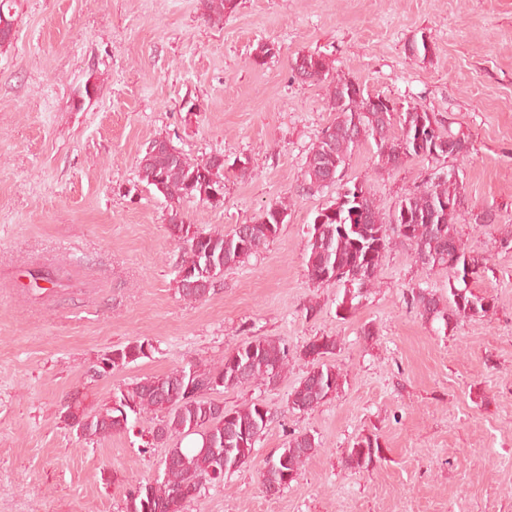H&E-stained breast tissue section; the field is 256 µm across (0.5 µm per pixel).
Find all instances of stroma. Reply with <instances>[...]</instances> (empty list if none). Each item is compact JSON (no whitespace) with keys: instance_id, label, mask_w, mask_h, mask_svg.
<instances>
[{"instance_id":"stroma-1","label":"stroma","mask_w":512,"mask_h":512,"mask_svg":"<svg viewBox=\"0 0 512 512\" xmlns=\"http://www.w3.org/2000/svg\"><path fill=\"white\" fill-rule=\"evenodd\" d=\"M16 16L0 49V512H123L127 481L163 474L167 447L140 451L155 416L89 442L61 422L63 398L85 388L101 405L117 388L220 362L257 338L288 340L285 377L215 398L228 409L259 401L275 417L249 461L185 512H512V251L499 247L512 231V0H238L220 23L201 0H17ZM420 39L429 53L410 55ZM261 43L277 54L256 66ZM301 52L470 135L474 158L446 166L469 206L496 215L457 226L488 259L473 285L495 297L492 318L446 333L420 317L406 295L447 294L448 272L422 273L400 241L346 318L336 315L342 288L309 279V230L336 190L303 192V162L334 114L324 84L292 73ZM161 136L191 158H224L223 204L183 205L200 232L288 204L277 237L198 302L177 291L169 205L138 177ZM240 160L251 175H239ZM434 166L383 169L368 142L346 174L388 212ZM40 267L58 271L62 287L35 289L29 272ZM322 335L340 339L331 361L346 379L315 410L289 412L312 368L299 351ZM136 341L150 344L147 357L87 385L101 354ZM294 433L321 450L297 481L267 493L259 472ZM368 434L383 460L346 470L348 448Z\"/></svg>"}]
</instances>
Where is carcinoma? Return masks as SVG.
Returning a JSON list of instances; mask_svg holds the SVG:
<instances>
[{"instance_id":"cac0c4a2","label":"carcinoma","mask_w":512,"mask_h":512,"mask_svg":"<svg viewBox=\"0 0 512 512\" xmlns=\"http://www.w3.org/2000/svg\"><path fill=\"white\" fill-rule=\"evenodd\" d=\"M236 7L237 0H203L207 17L215 21L232 14ZM15 13L16 0H0V48L14 39ZM306 68L311 69L310 80L326 84L330 111L336 113L308 149L303 163L302 190L336 186V198L327 206L333 214L318 212L324 220L310 228L306 252L309 279L343 287L336 309L350 312L354 300L375 286L382 259L396 236L413 247L420 269L448 270V297L427 288L411 290L407 303L423 318L452 331L466 319L494 315V297L474 291L471 284L486 258L458 236L460 221L478 226L483 222L468 207L455 170L447 171L443 179L432 174L422 185L404 190L388 213L380 211L366 182L345 179L352 153L368 141L374 142L384 166L398 169L414 158L444 161L456 151L471 157L474 145L470 136L445 129V120L438 113L365 92L320 54L299 53L292 59L291 71ZM373 97L383 98L391 106H373ZM332 176L335 180L330 183ZM139 180L169 203L168 230L180 249L176 267L193 271L200 280L216 283L225 269L245 263L278 235L287 217L286 204L278 202L251 223L238 224L229 232L196 230L187 222L183 204L198 200L218 206L224 202L222 197L208 196L212 187L224 193V164L216 155L198 161L175 147L154 150L140 159ZM337 348L338 339L328 335L316 336L302 346L301 354L311 359L312 369L291 392L288 410L308 412L336 396L343 375L326 358L336 354ZM290 354L288 343L280 340H247L219 364H187L142 378L119 389L98 409L86 405L83 397L73 400L68 395L61 401L59 418L79 438L100 441L130 432L143 414L160 415L152 442L141 451L173 443L162 461L163 478L128 482L125 512H184L186 503L204 485L224 481L225 475L248 462L274 417L261 402L237 410L222 409L210 394L251 383L273 385L286 372ZM144 356L143 342L105 352L87 370V381L96 382ZM318 448L311 434L291 435L265 459L262 486L269 493L287 488ZM381 460L379 436L373 434L356 438L344 463L350 470H361Z\"/></svg>"}]
</instances>
